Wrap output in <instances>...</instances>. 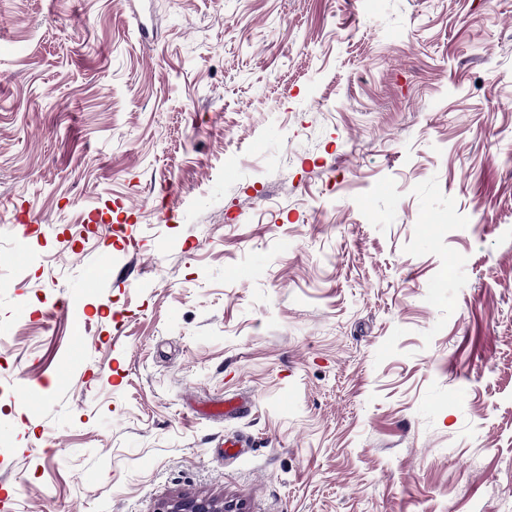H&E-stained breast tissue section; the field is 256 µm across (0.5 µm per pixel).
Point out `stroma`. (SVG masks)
Masks as SVG:
<instances>
[{
  "label": "stroma",
  "instance_id": "stroma-1",
  "mask_svg": "<svg viewBox=\"0 0 512 512\" xmlns=\"http://www.w3.org/2000/svg\"><path fill=\"white\" fill-rule=\"evenodd\" d=\"M0 13V512H512V0ZM167 508L166 512H243L241 503L200 496L180 497Z\"/></svg>",
  "mask_w": 512,
  "mask_h": 512
}]
</instances>
